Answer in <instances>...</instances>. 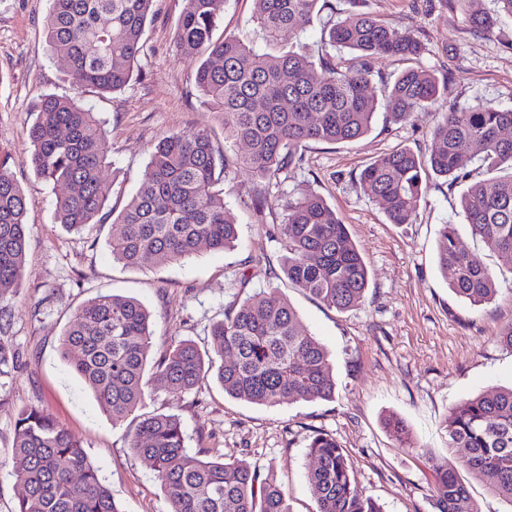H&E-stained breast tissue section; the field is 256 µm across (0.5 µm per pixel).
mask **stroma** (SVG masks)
<instances>
[{
	"label": "stroma",
	"mask_w": 512,
	"mask_h": 512,
	"mask_svg": "<svg viewBox=\"0 0 512 512\" xmlns=\"http://www.w3.org/2000/svg\"><path fill=\"white\" fill-rule=\"evenodd\" d=\"M184 0H154L140 72L112 94L83 93L85 105L106 120L112 160L105 176L109 200L121 212L136 192L154 145L164 136L209 125L216 147L230 160L223 175L224 202L238 224L234 248L201 249L183 262L129 268L112 259L111 224L82 232L57 224L52 184L25 163L28 130L42 94H71L67 63L51 55L43 32L50 0H0V161L6 162L27 199L28 249L16 295L0 298V339L14 351L0 367V512H14L21 486L11 463L17 414L50 413L80 439L121 512H168L165 493L149 461L128 448L144 414L174 413L189 452L210 449L228 459L272 468L292 512H315L308 473V444L315 433L336 438L363 495L383 512H433V459L464 456L449 448L444 430L450 407L512 386V349L500 335L512 326V256L489 252L472 236L460 207L462 186L431 180L410 224L389 223L381 202L359 185L362 169L401 146L427 153L438 115L415 113L394 122L379 107L365 136L336 145L309 144L305 160L262 189L234 162L241 146H225L224 125L208 112L192 74L199 61L176 55L173 35ZM370 13L399 23L425 44L423 67L434 73L448 104L491 101L512 109V20L476 34L448 0H330L312 21L299 24V40L314 58L331 54L325 22ZM254 0H226L221 30L259 43ZM336 211L369 270L363 302L339 311L295 288L282 272L285 252L271 234L289 201L308 193ZM263 212H255L256 200ZM455 225L461 244L479 253L497 282L483 305L460 299L437 263L438 231ZM237 287H228L229 278ZM277 289L333 364L332 400H288L263 406L225 395L215 378L175 400L159 383L149 385L136 414L112 421L60 354V337L74 311L96 296L135 298L150 312L154 352L171 341L211 348L209 329L224 309L256 293ZM394 414L408 425L413 447L400 446L382 420Z\"/></svg>",
	"instance_id": "1"
}]
</instances>
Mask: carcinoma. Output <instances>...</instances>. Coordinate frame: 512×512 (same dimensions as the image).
I'll return each instance as SVG.
<instances>
[{
    "mask_svg": "<svg viewBox=\"0 0 512 512\" xmlns=\"http://www.w3.org/2000/svg\"><path fill=\"white\" fill-rule=\"evenodd\" d=\"M464 23L490 33L497 18L482 0H453ZM329 0H255L256 23L270 52H259L238 37L214 33L224 0H185L173 47L177 54L202 58L193 79L209 111L224 125V140L247 145L237 163L261 184L304 161L311 142L339 144L364 136L384 99L397 122L437 107L430 149L419 155L397 147L370 162L359 184L381 201L392 224H411L430 177L451 184L468 182L461 207L472 235L492 252L512 254V109L480 101L446 106L438 78L417 65L426 47L410 30L358 13L327 20L333 47L348 59L319 61L297 38L296 23L319 13ZM153 0H51L45 35L52 51L69 61L68 81L78 89L116 92L131 80L144 53L145 27ZM399 57L415 65L394 79L375 82L372 62ZM105 122L79 100L43 94L29 129L26 162L35 174L68 193L56 197L58 223L80 231L98 223L110 185L103 178L109 147ZM479 163L483 178L471 179L463 153ZM225 158L204 124L163 137L150 155L136 193L112 219L108 247L127 267L146 262H181L201 247L222 251L238 238L218 188ZM27 201L0 162V298L17 291L26 257ZM438 263L452 274L451 288L473 305L489 300L496 280L483 260L462 247L452 224L441 226ZM274 240L286 251L283 271L297 288L325 305L346 311L361 304L368 269L346 225L326 201L310 193L287 206ZM149 311L134 298L99 295L76 310L60 339L61 354L112 419L122 420L145 398L144 376L179 398L210 374L229 396L275 406L329 400L336 381L330 355L308 330L288 299L271 290L258 293L211 327L215 364L190 341L172 344L152 358ZM448 447L464 448L460 465L512 503V387L453 405L445 421ZM136 455L149 460L169 502V512H292L288 495L272 472L243 460L209 456L185 448L174 414L140 418L129 440ZM309 455L315 466L308 482L316 512H382L355 485L351 463L329 434L313 435ZM11 462L21 485L15 512H121L99 479L83 444L49 413H18ZM434 512H479L457 465H433Z\"/></svg>",
    "mask_w": 512,
    "mask_h": 512,
    "instance_id": "obj_1",
    "label": "carcinoma"
}]
</instances>
